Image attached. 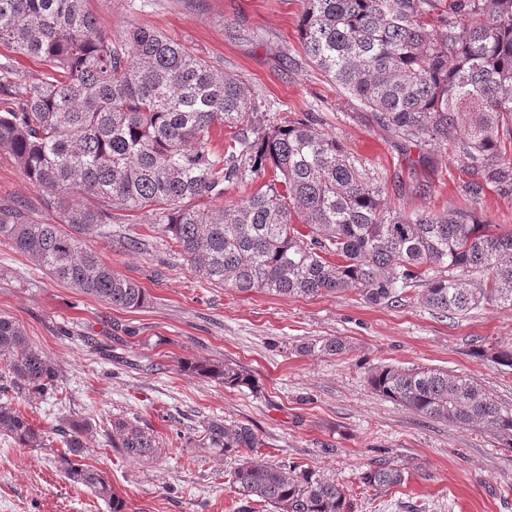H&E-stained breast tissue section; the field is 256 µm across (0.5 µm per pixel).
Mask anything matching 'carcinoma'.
<instances>
[{"mask_svg": "<svg viewBox=\"0 0 512 512\" xmlns=\"http://www.w3.org/2000/svg\"><path fill=\"white\" fill-rule=\"evenodd\" d=\"M300 2L304 55L328 83L356 98L406 153L417 149L418 164L430 163L425 147L437 143L466 160L469 180L454 211L396 210L388 190L402 199L421 185L380 181L308 120L250 124L258 103L242 79L149 24L111 36L87 0H0V44L45 65L29 81L0 61V151L59 214V223L45 224L31 207H0V240L54 280L126 310L148 304L146 289L112 271L83 237L106 236L118 252L139 249L137 240L112 238V225L142 210L200 278L240 293L354 290L370 305L392 306L417 289L445 318L512 307V231L487 232L473 208L489 186L512 195V0ZM224 127L237 131L215 151L213 130ZM265 176L255 191L224 201V184ZM345 348L339 338L307 346ZM474 355L512 367V347L479 344ZM184 369L230 387L252 384L233 362L198 359ZM367 380L424 418L487 428L512 449V409L464 376L378 366ZM55 383L51 360L0 314V433L23 448L43 447V430L10 391ZM92 430L85 419H62L56 468L110 512H123L111 483L76 461ZM106 433L132 463L165 453L124 418L110 420ZM196 445L242 453L238 494L275 512H353L336 480L255 460L263 441L248 425L210 419ZM359 480L382 494L404 483L405 471L379 460Z\"/></svg>", "mask_w": 512, "mask_h": 512, "instance_id": "cac0c4a2", "label": "carcinoma"}]
</instances>
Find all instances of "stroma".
Instances as JSON below:
<instances>
[{
	"mask_svg": "<svg viewBox=\"0 0 512 512\" xmlns=\"http://www.w3.org/2000/svg\"><path fill=\"white\" fill-rule=\"evenodd\" d=\"M107 33L132 21L153 25L220 62L251 88L257 119H307L342 141L380 177L427 183L408 209L453 210L465 175L455 151L434 147L432 166H409L399 144L366 119L359 102L337 91L304 60L299 0H87ZM43 192L0 152V206L25 202L43 222ZM490 232L512 229V197L485 189L474 206ZM146 241L115 251L111 238ZM87 244L115 273L146 288L150 299L129 311L57 283L0 241V314L12 317L53 362L59 386L20 398L46 433L41 448L0 435V512H110L68 481L54 460L61 417L96 423L81 461L101 471L125 501L124 512H274L254 508L233 483L237 454L196 447L192 436L211 418L251 426L262 439L257 457L301 464L351 490L355 512H512V451L483 428L427 419L375 392L370 368H437L463 375L512 408V368L478 359L475 343L512 346V309L485 305L443 318L418 291L401 304L370 305L349 291L315 298L241 294L201 279L147 213ZM343 339L344 353L307 351L308 343ZM234 362L255 378L229 388L182 370L195 359ZM138 421L166 448L137 466L112 447L99 424ZM384 459L405 482L377 495L361 492L359 475Z\"/></svg>",
	"mask_w": 512,
	"mask_h": 512,
	"instance_id": "obj_1",
	"label": "stroma"
}]
</instances>
